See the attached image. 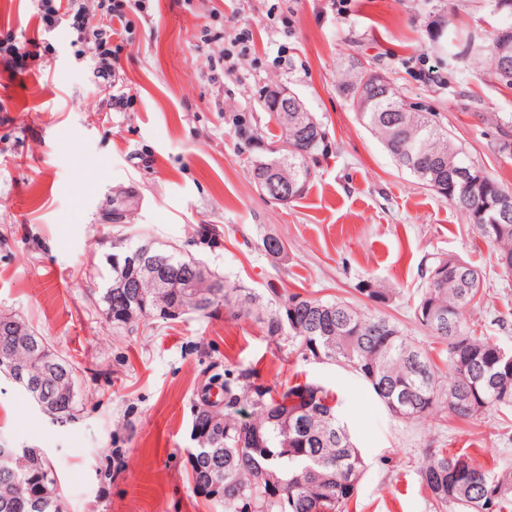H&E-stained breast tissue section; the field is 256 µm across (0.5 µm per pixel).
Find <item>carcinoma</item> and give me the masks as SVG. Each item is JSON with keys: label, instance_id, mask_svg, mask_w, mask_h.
I'll return each mask as SVG.
<instances>
[{"label": "carcinoma", "instance_id": "cac0c4a2", "mask_svg": "<svg viewBox=\"0 0 512 512\" xmlns=\"http://www.w3.org/2000/svg\"><path fill=\"white\" fill-rule=\"evenodd\" d=\"M453 41L454 56H483L484 74L512 88V77L501 74L495 61L500 43H512V24L495 29L487 44L450 29L448 42ZM377 76L372 64L354 57L338 91L400 168L466 215L492 250L496 266L511 276L512 216L499 219L498 204L512 199V190L468 157L435 112L408 101L389 80L381 81L378 98L358 109ZM263 110L265 126L288 136L292 149L286 156L262 151L252 162L250 176L259 191L276 200L279 171L286 170L292 202L311 182V163L329 152V132L312 112H278L266 104ZM498 127V152L511 154L512 123L503 121ZM151 242L148 237L134 244L124 237L112 241V275L100 297L107 319L117 329L129 328L131 321L167 320L154 306L157 289L150 284H143L144 304L137 308L129 307L114 288L119 274L136 273L116 267L114 257L135 256ZM165 261L167 270L176 274L196 259L169 252ZM421 276L424 285L414 318L446 346L444 369L397 322L370 309L390 305L397 295L396 289L371 277L356 288L368 307L300 293H284L268 307L252 289L214 274L189 288H169L164 296L168 306L203 317L221 307L232 318L250 317L270 338L288 340L291 352L302 359L322 358L352 369L391 415L406 421L422 420L444 406L460 420L511 407L512 350L502 355L498 343L472 335L463 321L464 310L480 296V266L448 254L425 265ZM30 339L32 349L9 355L0 335V364L13 358L28 364L35 378L51 373L69 379L68 393L49 385L43 393L51 404L52 422L66 423L78 412V368L53 352L44 337L34 334ZM193 411L192 429L199 430L203 448L189 455L195 494L224 512H350L364 459L340 418L338 403L320 384L279 387L258 382L255 372H228L222 406L203 395ZM420 475L440 512H512V470L492 475L465 455L427 448ZM0 512H64L56 472L24 454L0 460Z\"/></svg>", "mask_w": 512, "mask_h": 512}]
</instances>
